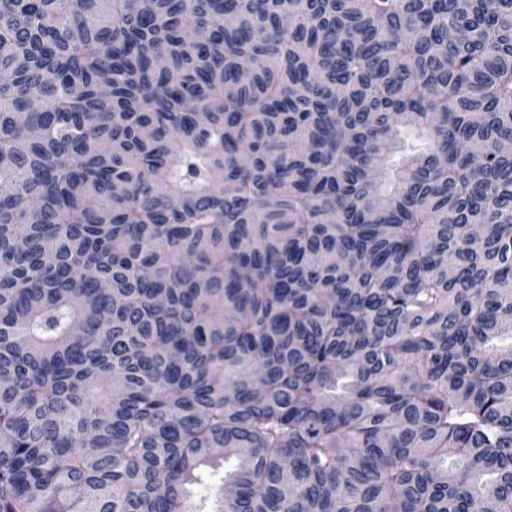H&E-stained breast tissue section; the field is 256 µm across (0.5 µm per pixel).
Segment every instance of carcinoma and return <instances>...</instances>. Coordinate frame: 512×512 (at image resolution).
<instances>
[{
	"label": "carcinoma",
	"instance_id": "1",
	"mask_svg": "<svg viewBox=\"0 0 512 512\" xmlns=\"http://www.w3.org/2000/svg\"><path fill=\"white\" fill-rule=\"evenodd\" d=\"M0 73V512H512V0H0Z\"/></svg>",
	"mask_w": 512,
	"mask_h": 512
}]
</instances>
